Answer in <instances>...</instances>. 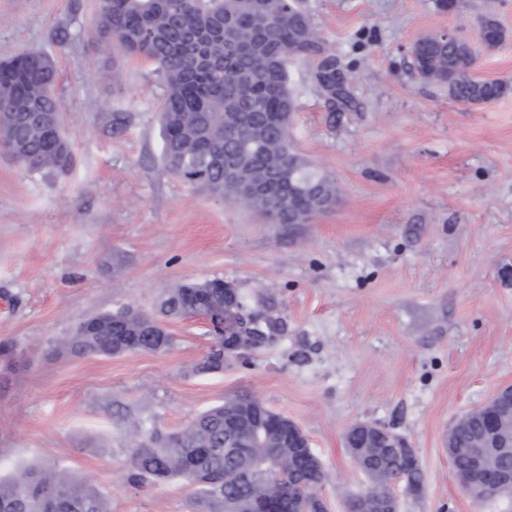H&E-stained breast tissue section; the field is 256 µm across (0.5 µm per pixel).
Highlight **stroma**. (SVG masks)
I'll return each mask as SVG.
<instances>
[{
    "instance_id": "stroma-1",
    "label": "stroma",
    "mask_w": 512,
    "mask_h": 512,
    "mask_svg": "<svg viewBox=\"0 0 512 512\" xmlns=\"http://www.w3.org/2000/svg\"><path fill=\"white\" fill-rule=\"evenodd\" d=\"M304 6L356 106L333 105L315 62L291 59L289 133L342 194L312 223L267 224L163 172V84L149 63H113L98 0H0V59L53 60L72 148L63 173L0 155V342L14 350L0 357V474L48 464L89 481L110 512H195L185 485L127 483L129 445L252 395L307 436L329 512L368 485L343 442L362 422L419 461L422 489L397 487L400 512H512V495L471 498L446 451L459 416L512 386V0ZM488 16L506 34L493 49L479 40ZM448 31L477 46L472 75L507 83L505 95L465 105L417 77L413 43ZM116 110L131 121L112 135ZM213 279L284 322L223 372L191 370L211 343L197 317L169 322L163 354H50L90 316Z\"/></svg>"
}]
</instances>
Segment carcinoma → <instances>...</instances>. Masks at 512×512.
Wrapping results in <instances>:
<instances>
[{
	"instance_id": "carcinoma-1",
	"label": "carcinoma",
	"mask_w": 512,
	"mask_h": 512,
	"mask_svg": "<svg viewBox=\"0 0 512 512\" xmlns=\"http://www.w3.org/2000/svg\"><path fill=\"white\" fill-rule=\"evenodd\" d=\"M289 0H99L97 37L113 41V52L126 59L151 62L164 85L158 121L163 140V171L194 189L249 209L271 224H306L331 209L339 196L336 182L316 169L293 145L289 126L296 103L288 88V63L298 56L316 58L323 47L304 6L288 17ZM233 27L238 53L224 54V23ZM482 45L505 39L499 22H482ZM477 50L467 41L418 39L413 67L420 77L443 83L462 104L491 102L508 85L476 79L470 69ZM316 83L331 101L349 109L354 100L351 78L336 85V60H318ZM53 61L37 51H24L0 61V151L30 170L67 171L71 145L62 132L61 103L53 92ZM219 280L182 281L151 312L123 308L79 324L75 335L54 346L59 355L75 358L122 355L133 339L138 351L158 353L174 345L165 321L210 315L232 300L217 287ZM283 323L258 310L254 331L279 336ZM255 416L278 413L260 407L250 396L235 397L200 414L171 435L152 433L133 442L127 483L178 480L198 490V502L209 512H244L257 491L288 494L271 472L307 477L298 497L284 503V512H316L322 476L310 471L308 449L293 448L273 457L262 448L244 460L224 451V412ZM480 434L476 419L448 431V457L456 475L469 473ZM354 461L380 489L395 473L414 491L422 487L420 466L407 462L406 452L385 448H351ZM0 512H110L106 501L87 481L53 466L31 465L0 477Z\"/></svg>"
}]
</instances>
